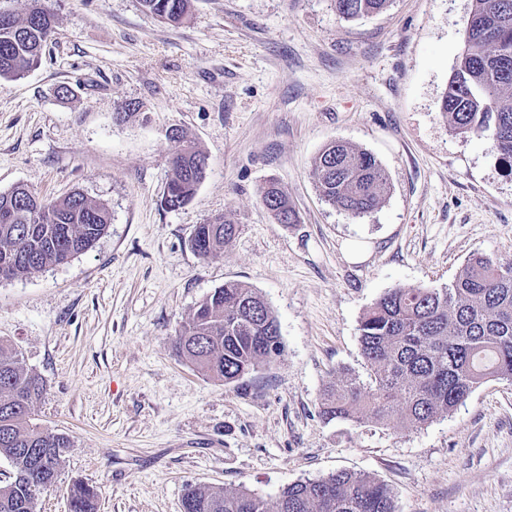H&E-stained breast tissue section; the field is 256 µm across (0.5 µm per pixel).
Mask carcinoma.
<instances>
[{
	"instance_id": "obj_1",
	"label": "carcinoma",
	"mask_w": 512,
	"mask_h": 512,
	"mask_svg": "<svg viewBox=\"0 0 512 512\" xmlns=\"http://www.w3.org/2000/svg\"><path fill=\"white\" fill-rule=\"evenodd\" d=\"M192 0H140L162 22L182 23ZM336 14L358 19L386 10L391 0H332ZM0 79L35 68L54 32L56 18L45 0H29L24 16L0 9ZM440 111L458 134L489 141L512 169V0H473L464 50L448 79ZM207 158L182 134L174 145L171 176L161 199L167 210L188 204ZM312 177L326 203L353 217L376 209L388 185L381 163L345 142L328 144L315 159ZM274 216L296 221L288 197L275 182L260 190ZM105 204L73 191L48 201L18 184L0 192V278L33 276L67 263L106 232ZM217 215L196 225L192 249L215 256L235 235ZM360 352L370 368L365 384L342 371L327 390L322 413L329 419L425 426L464 404L490 380L512 381V261L471 254L443 288L418 286L386 291L359 324ZM177 354L205 375L237 383L281 355L278 321L255 289L239 282L214 289L176 335ZM43 393L41 378L22 354L0 340V457L13 477L0 484V512H37L39 496L57 481L68 437L34 422ZM69 512H96L97 490L77 480L66 489ZM181 512H397L387 485L362 473L338 471L298 481L274 501L246 490L190 486Z\"/></svg>"
}]
</instances>
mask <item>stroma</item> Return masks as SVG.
<instances>
[{
	"instance_id": "stroma-1",
	"label": "stroma",
	"mask_w": 512,
	"mask_h": 512,
	"mask_svg": "<svg viewBox=\"0 0 512 512\" xmlns=\"http://www.w3.org/2000/svg\"><path fill=\"white\" fill-rule=\"evenodd\" d=\"M47 5L40 65L0 81V192L77 190L111 224L65 264L0 279V339L43 381L38 423L72 443L38 512H69L76 479L97 489V512H181L189 485L272 500L339 470L385 482L398 512H512V383L488 381L418 429L320 413L339 370L369 381L358 328L380 295L447 286L475 252L512 260V172L440 110L472 0H392L355 20L331 0H192L175 26L140 0ZM128 102L138 113L119 118ZM173 126L208 167L170 211ZM334 140L386 170L374 211L351 217L316 190L313 163ZM271 180L297 223L262 205ZM215 214L237 232L203 258L190 238ZM350 239L364 261L345 257ZM230 281L259 292L283 345L237 386L173 344Z\"/></svg>"
}]
</instances>
